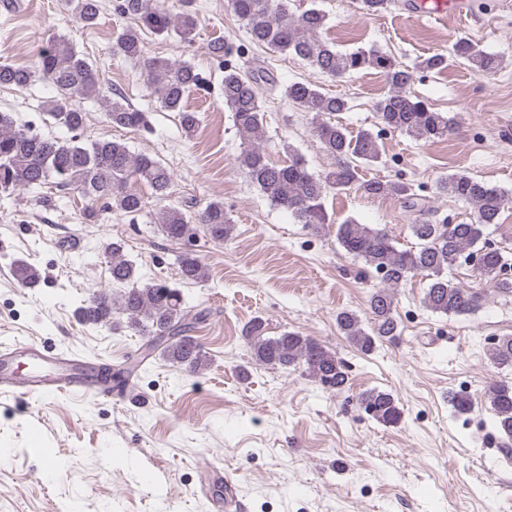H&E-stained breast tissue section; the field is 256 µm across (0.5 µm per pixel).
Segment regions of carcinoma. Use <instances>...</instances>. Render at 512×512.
Returning <instances> with one entry per match:
<instances>
[{
    "label": "carcinoma",
    "mask_w": 512,
    "mask_h": 512,
    "mask_svg": "<svg viewBox=\"0 0 512 512\" xmlns=\"http://www.w3.org/2000/svg\"><path fill=\"white\" fill-rule=\"evenodd\" d=\"M288 0H224V9L242 22L251 44L274 53L291 55L332 78L342 79L366 68L380 70L388 91L373 103L379 124L404 133L418 141L433 142L448 136L454 118L438 112L410 92L419 70H442L448 57L435 53L409 67L375 50L343 52L325 41L322 31L326 15L316 9L293 14ZM391 0H356L357 9L374 15L388 8ZM66 6L87 27L97 24L101 0H66ZM120 14L131 17L135 25L121 29L112 42V55L139 63L147 76L161 108L179 115L185 132L195 131L198 113L186 109L188 91L199 85L200 77L189 62L175 63L166 58L148 56L141 32L156 34L174 31L183 41L192 42L197 18L189 9L172 12L167 0H120ZM452 54L467 62L469 69L493 75L501 66L498 56L478 45L461 40ZM45 81L55 91L46 101V114L60 127L71 132L84 128L86 113L72 104L75 98H99L103 87L97 70L65 39L56 38L41 52L34 64L0 62V86L23 87ZM275 80L262 70L230 68L224 71V107L232 114L242 147L237 162L271 205L290 214L298 223L315 232L330 223L323 205L329 190L342 192L352 186L370 196L398 195L416 212L408 225L416 246L400 249L390 233L374 224L346 219L336 225V241L344 251L380 275V286L369 295L368 320L343 310L336 315L340 332L358 350L368 353L379 341H393L400 335L395 315L393 288L419 274L429 280L424 306L434 313L460 316L481 308L488 295L512 296V279L502 275L506 265L502 252L487 245L486 230L499 222L505 194L495 186L456 172L442 179L438 192L463 202L472 209L468 223L449 224L428 217L429 207L411 194L403 182L381 179L359 181V168L378 162L381 146L378 136L369 130L352 134L339 122L327 121L326 115L348 110L342 95H326L306 81L282 86L281 94L301 112H311L312 127L324 152L333 160L321 174L310 172L304 160L289 146L286 164L271 163L262 146L265 122L263 86ZM107 119L114 127L146 129L147 113L132 107L117 93L105 99ZM72 186L91 202L102 201L104 210L121 215H138L146 208L139 185L145 184L159 199L171 195L170 170L147 153H133L121 141L99 138L84 141L74 135L68 139L45 137L19 125L12 113L0 111V195L16 190H37L47 184ZM205 226L209 237L224 242L233 236L235 224L224 202L213 200L193 217L188 209L174 204L163 207L158 215L161 233L168 239H184L194 230V223ZM479 256L473 267L485 282L481 289L465 288L448 274L461 263ZM112 287L110 291L92 292L77 308V318L85 324L116 325L114 314L126 317L130 328L147 337V352L159 350L171 363L198 372L207 365V355L190 332L208 318V312L194 310L182 293L162 280L143 281L136 263L123 254L118 243L111 244L108 256ZM181 278L200 282L207 278V267L193 253L178 259ZM15 275L25 287H35L40 273L32 265L20 263ZM262 319L252 320L246 329L252 360L263 366L288 370L300 369L308 377L329 389L341 390L348 380L343 361L318 340L299 332L286 331L279 336H264ZM489 359L498 366H512V336H503L489 348ZM498 432L512 439V382L494 380L484 390ZM358 404L378 423L395 426L402 412L394 396L370 389L358 396Z\"/></svg>",
    "instance_id": "carcinoma-1"
}]
</instances>
